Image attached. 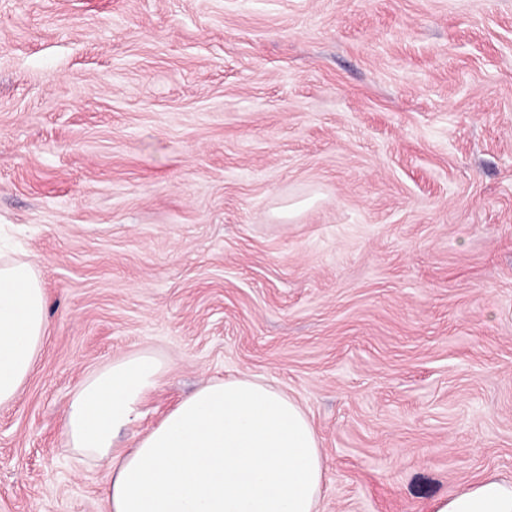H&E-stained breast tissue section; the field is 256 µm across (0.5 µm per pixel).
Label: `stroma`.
<instances>
[{"label":"stroma","mask_w":512,"mask_h":512,"mask_svg":"<svg viewBox=\"0 0 512 512\" xmlns=\"http://www.w3.org/2000/svg\"><path fill=\"white\" fill-rule=\"evenodd\" d=\"M0 242L48 330L0 406V512H108L62 429L121 437L247 374L294 399L319 512L512 481V0H0Z\"/></svg>","instance_id":"35a3bbf8"}]
</instances>
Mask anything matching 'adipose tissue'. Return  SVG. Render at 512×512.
<instances>
[{
  "instance_id": "adipose-tissue-1",
  "label": "adipose tissue",
  "mask_w": 512,
  "mask_h": 512,
  "mask_svg": "<svg viewBox=\"0 0 512 512\" xmlns=\"http://www.w3.org/2000/svg\"><path fill=\"white\" fill-rule=\"evenodd\" d=\"M47 327L33 266L0 257V405L17 396ZM161 372L151 355L120 358L66 408L69 447L106 464L109 512H316L324 468L314 428L295 401L249 376L200 388L135 447H117ZM432 512H512V483L483 478Z\"/></svg>"
}]
</instances>
